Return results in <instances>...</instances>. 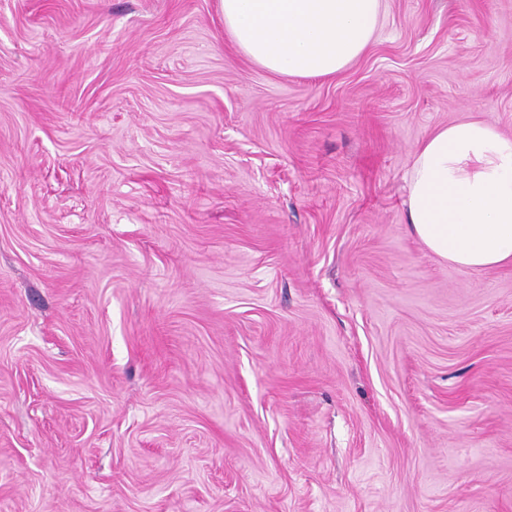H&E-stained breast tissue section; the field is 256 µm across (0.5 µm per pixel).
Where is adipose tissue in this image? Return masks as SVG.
Listing matches in <instances>:
<instances>
[{"label": "adipose tissue", "mask_w": 512, "mask_h": 512, "mask_svg": "<svg viewBox=\"0 0 512 512\" xmlns=\"http://www.w3.org/2000/svg\"><path fill=\"white\" fill-rule=\"evenodd\" d=\"M224 30L257 66L325 77L360 58L386 0H219ZM403 206L410 232L437 258L481 271L512 263V136L467 118L413 152Z\"/></svg>", "instance_id": "1"}]
</instances>
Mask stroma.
I'll use <instances>...</instances> for the list:
<instances>
[{
  "label": "stroma",
  "mask_w": 512,
  "mask_h": 512,
  "mask_svg": "<svg viewBox=\"0 0 512 512\" xmlns=\"http://www.w3.org/2000/svg\"><path fill=\"white\" fill-rule=\"evenodd\" d=\"M336 75L219 0H0V512H512V265L409 231L512 135V0H387ZM403 206L437 258L471 271L512 263V136L473 118L438 127L413 152Z\"/></svg>",
  "instance_id": "obj_1"
}]
</instances>
